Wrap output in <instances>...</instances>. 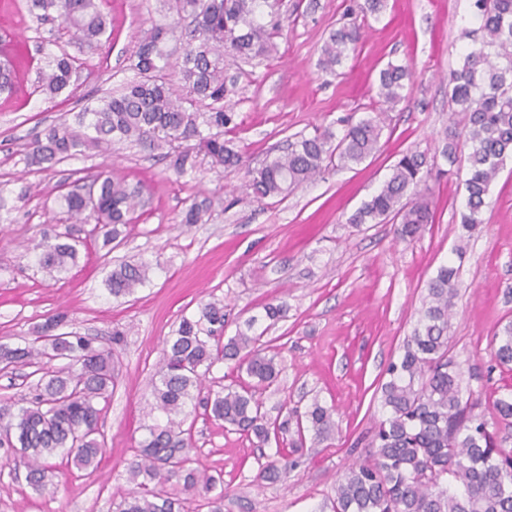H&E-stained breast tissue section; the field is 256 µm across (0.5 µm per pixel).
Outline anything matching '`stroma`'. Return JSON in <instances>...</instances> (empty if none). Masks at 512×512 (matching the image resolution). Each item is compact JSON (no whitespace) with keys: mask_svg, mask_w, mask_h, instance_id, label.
Returning <instances> with one entry per match:
<instances>
[{"mask_svg":"<svg viewBox=\"0 0 512 512\" xmlns=\"http://www.w3.org/2000/svg\"><path fill=\"white\" fill-rule=\"evenodd\" d=\"M360 2L317 0L315 12L289 23L276 52L246 66L234 139L254 168L294 134L326 127L339 134L345 120L376 112L384 125L377 151L361 164L328 168L285 199L259 203L240 191L244 171L202 158L179 175L134 146L90 149L47 169L28 166L36 133L74 122L85 106L131 79L129 57L138 42L171 16L164 0H102L111 37L90 45L60 22L37 21L28 0H0V49L15 66L12 93L0 94V343L25 346L48 316L64 311L66 330L111 346L119 371L102 412L107 452L98 468L79 470L54 457L59 485L52 496L34 494L25 478L2 475L0 512H113V501L134 489L126 466L147 426L163 420L150 406L164 341L182 316L214 297L224 302L228 336L250 317H263L266 303L286 301V313L264 335L281 368L262 395L264 408L274 417L280 405L315 398L334 408L337 424L287 483L260 485L253 480L260 448L189 400L184 427L201 467L224 481V512H328L345 467L367 452L381 416L385 370L401 354L440 266L458 269L451 346L471 371L474 398L486 408L512 389V368L490 356L495 332L512 321V158L490 186L479 230L467 238L466 160L441 154L452 117L443 76L459 60L470 0H386L379 17L367 19ZM347 12L363 20L364 37L336 74L322 73L323 43ZM61 53L73 59L77 79L51 99L39 70L47 55ZM391 61L408 64L413 77L404 100L387 112L375 84ZM410 149L434 160L428 195L434 224L410 242L397 240L389 223L350 224ZM102 171L142 188L144 205L119 246L107 252L89 245L76 267L52 278L28 244L64 231L66 216L52 207L61 182ZM205 197L212 201L208 222L183 223L188 206ZM123 262L149 263L150 279L117 299L105 280Z\"/></svg>","mask_w":512,"mask_h":512,"instance_id":"stroma-1","label":"stroma"}]
</instances>
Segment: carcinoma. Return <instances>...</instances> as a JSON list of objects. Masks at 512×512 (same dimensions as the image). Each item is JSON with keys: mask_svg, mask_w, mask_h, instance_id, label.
Returning <instances> with one entry per match:
<instances>
[{"mask_svg": "<svg viewBox=\"0 0 512 512\" xmlns=\"http://www.w3.org/2000/svg\"><path fill=\"white\" fill-rule=\"evenodd\" d=\"M176 16L172 24H156L131 55L134 72L123 92L87 106L78 126L46 128L30 144L27 164L41 166L68 159L89 148L127 141L160 152L169 168L184 174L196 165L193 152L214 167L236 169L245 160L224 134L238 127L229 104L238 92L242 69L229 72L226 59L248 63L269 56L282 34V0H167ZM475 26L465 27L468 40L462 63L448 71V98L463 124L446 132L444 157L469 147L465 180L466 213L462 229L474 233L483 223L489 187L507 157H512V0H471ZM29 9L43 21H61L88 43L107 34V19L97 0H30ZM362 38L361 27L344 23L329 32L318 67L336 73ZM175 46L167 48L169 41ZM177 56L181 87L168 77L170 58ZM76 73L65 55L47 57L40 71L43 90L51 95L69 87ZM411 73L387 63L379 71L377 97L393 108ZM383 131L377 117L346 125L342 136L319 128L301 134L286 149L247 168L246 194L257 202L286 198L313 180L331 163L348 168L376 149ZM431 164L425 153L408 150L389 178L349 218L350 224L395 225L401 240H413L433 223L427 201ZM69 219L95 221L102 247L119 240L140 204L139 191L101 172L88 184L58 192L54 199ZM210 214L208 200L193 203L182 223L200 224ZM81 240L68 231L33 244L38 264L50 276L78 263ZM457 272L442 266L427 285L420 317L403 345L402 355L386 369L381 385L382 419L368 442L364 458L350 464L334 487L332 512H512V392L481 410L464 386L465 372L451 355L449 332ZM149 280V266L122 263L106 284L113 297H125ZM66 313L48 317L25 347L0 344V364L8 369L32 365L42 356L65 364L38 376L22 404L0 406V472L14 464L39 494L57 491L50 459L61 455L80 470L96 468L105 453L100 430L102 408L117 380L112 349L76 331H60ZM247 331L224 338V303L200 304L194 316L181 318L166 341L163 365L153 383L154 408L164 424L147 428L135 459L127 468L137 490L113 503L114 512H184L181 495L202 489L209 512H224V485L195 466L191 439L183 429L192 390L219 361L234 362L239 382L210 391L202 399L208 415L238 433L255 437L262 448L275 441L267 460L258 462L255 480L284 481L298 464L296 456L316 450L335 430L334 409L314 399L304 412L270 420L262 412V391L278 378V353L263 341L264 333ZM492 356L512 364V322L494 334ZM175 483L180 494L166 490Z\"/></svg>", "mask_w": 512, "mask_h": 512, "instance_id": "1", "label": "carcinoma"}]
</instances>
